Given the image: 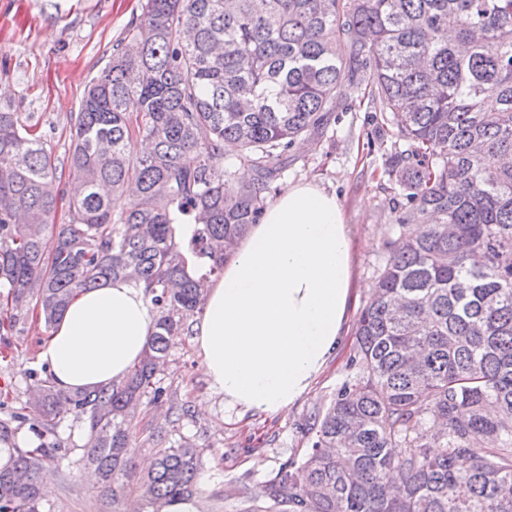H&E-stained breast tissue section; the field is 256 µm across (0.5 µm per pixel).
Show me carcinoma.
I'll list each match as a JSON object with an SVG mask.
<instances>
[{"label":"carcinoma","instance_id":"obj_1","mask_svg":"<svg viewBox=\"0 0 512 512\" xmlns=\"http://www.w3.org/2000/svg\"><path fill=\"white\" fill-rule=\"evenodd\" d=\"M132 31L84 90L68 223L54 222L62 174L42 135L0 106V295L50 326L76 291L125 279L158 312L120 380L67 396L37 383L36 435L62 411L86 417L97 484L140 512L202 494L187 441L135 474L137 407L167 397L160 364L288 150L322 134L341 84L365 73L408 145L386 160L396 238L359 313L356 376L247 512H512V0H145ZM227 147L251 181H232ZM59 450L15 448L0 512H41L40 471Z\"/></svg>","mask_w":512,"mask_h":512}]
</instances>
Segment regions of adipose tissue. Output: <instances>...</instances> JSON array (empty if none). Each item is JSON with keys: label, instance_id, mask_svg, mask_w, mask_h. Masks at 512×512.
I'll return each mask as SVG.
<instances>
[{"label": "adipose tissue", "instance_id": "ef3b65f1", "mask_svg": "<svg viewBox=\"0 0 512 512\" xmlns=\"http://www.w3.org/2000/svg\"><path fill=\"white\" fill-rule=\"evenodd\" d=\"M353 263L335 194L304 181L267 201L222 274L206 281L193 326L209 387L225 406L274 415L311 389L347 332ZM156 322L143 285L81 290L39 359L61 394L92 392L142 357Z\"/></svg>", "mask_w": 512, "mask_h": 512}]
</instances>
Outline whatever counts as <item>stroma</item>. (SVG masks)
<instances>
[{
  "label": "stroma",
  "instance_id": "35a3bbf8",
  "mask_svg": "<svg viewBox=\"0 0 512 512\" xmlns=\"http://www.w3.org/2000/svg\"><path fill=\"white\" fill-rule=\"evenodd\" d=\"M143 0H0V105L23 122L37 125L57 165L68 166L87 82L108 62L112 47L127 38ZM359 80L343 82L339 104L324 133L288 152V170L279 190L305 179L335 192L353 235L355 305L363 307L378 268L387 258L384 244L395 235L397 196L382 171L397 140L394 129L377 122ZM0 420L23 410L28 422L41 419L29 405V391L43 365L37 354L50 334L32 312L7 307L0 297ZM356 336L347 331L338 353L310 391L284 412L268 416L227 408L212 393L199 364L192 330L176 339L159 372L170 400L144 405L142 416L169 426L170 440L189 439L206 463L205 512H247V491H259L282 463L302 461L312 436L309 417L324 412L340 386L356 374L351 360ZM186 416L169 425L168 408ZM61 445L45 466L52 488L46 512H120L121 503L88 483L83 466L87 419L62 416L54 436Z\"/></svg>",
  "mask_w": 512,
  "mask_h": 512
}]
</instances>
